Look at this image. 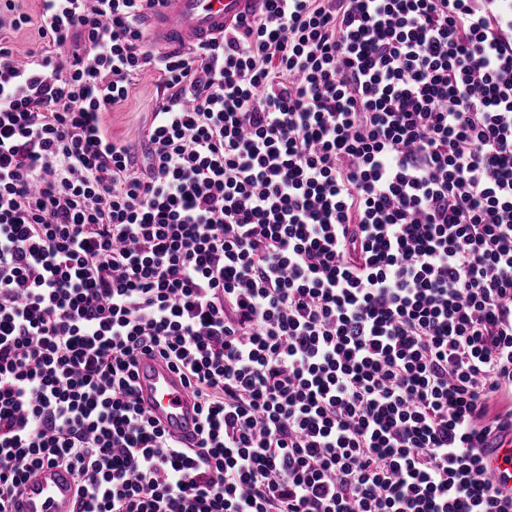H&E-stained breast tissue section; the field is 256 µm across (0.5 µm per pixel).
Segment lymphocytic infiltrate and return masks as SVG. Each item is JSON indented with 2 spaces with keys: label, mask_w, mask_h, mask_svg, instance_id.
Masks as SVG:
<instances>
[{
  "label": "lymphocytic infiltrate",
  "mask_w": 512,
  "mask_h": 512,
  "mask_svg": "<svg viewBox=\"0 0 512 512\" xmlns=\"http://www.w3.org/2000/svg\"><path fill=\"white\" fill-rule=\"evenodd\" d=\"M156 2L0 0V512L46 464L80 512H512V0H267L158 56ZM136 83L128 100L106 116L112 136L116 138L135 140L160 95L157 71H144ZM136 369V397L140 406L173 439L192 448L199 438V416L179 373L164 360L152 356H141ZM482 456L494 486L512 495V430L497 435L483 450Z\"/></svg>",
  "instance_id": "1"
}]
</instances>
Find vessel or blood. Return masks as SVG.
Masks as SVG:
<instances>
[{
    "mask_svg": "<svg viewBox=\"0 0 512 512\" xmlns=\"http://www.w3.org/2000/svg\"><path fill=\"white\" fill-rule=\"evenodd\" d=\"M266 0H160L143 25L149 41L164 52L193 49L223 36L242 18L258 13ZM136 397L149 417L184 446L199 438V416L179 373L164 360L140 357ZM483 465L495 487L512 495V431L497 435L483 451ZM72 471L47 465L24 481L14 512H78Z\"/></svg>",
    "mask_w": 512,
    "mask_h": 512,
    "instance_id": "b4317fda",
    "label": "vessel or blood"
}]
</instances>
